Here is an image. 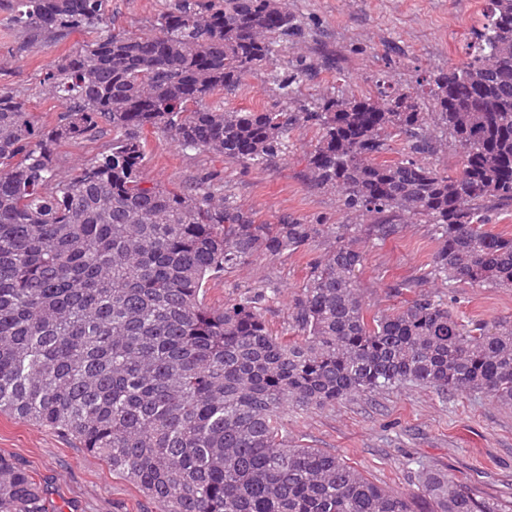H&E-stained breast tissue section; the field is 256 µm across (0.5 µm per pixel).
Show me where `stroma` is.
I'll list each match as a JSON object with an SVG mask.
<instances>
[{
    "instance_id": "35a3bbf8",
    "label": "stroma",
    "mask_w": 512,
    "mask_h": 512,
    "mask_svg": "<svg viewBox=\"0 0 512 512\" xmlns=\"http://www.w3.org/2000/svg\"><path fill=\"white\" fill-rule=\"evenodd\" d=\"M109 2V28L143 34L172 0ZM488 7L489 0H288L301 35L282 47L274 67L297 75L292 96L283 97L263 67L244 75L234 90L216 91L209 102L228 111L298 112L327 93L349 98L374 92L379 79L414 87L424 72L470 60L473 31ZM92 37L76 30L55 42L32 39L0 12V92L23 98L40 124H56L67 106L45 94L42 79L55 59ZM112 137L111 126L104 125L91 138L57 146L60 176L79 173L111 146ZM146 137L142 172L148 182L229 196L259 224L286 216L309 224L348 221L337 193L320 188L310 175L307 159L319 138L316 127L295 126L285 156L260 168L179 148L158 131ZM400 226L394 238L364 237L358 243L364 262L357 277L369 313L389 315L406 306L414 281L447 302L463 323L512 321V288L427 280L438 246L436 227L406 219ZM330 248L321 240L294 254L256 258L210 280L205 302L220 308L245 292H264L262 315L270 330L294 335V303L311 263ZM287 427L290 442L344 455L375 483L400 492L416 491L418 472L426 467L468 481L488 497L512 499V406L479 393L444 398L405 385L322 409L289 411ZM0 455L41 480L54 512H162L160 503L113 474L77 441L49 428L0 414Z\"/></svg>"
}]
</instances>
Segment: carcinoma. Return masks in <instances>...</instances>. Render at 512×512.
<instances>
[{
  "label": "carcinoma",
  "instance_id": "1",
  "mask_svg": "<svg viewBox=\"0 0 512 512\" xmlns=\"http://www.w3.org/2000/svg\"><path fill=\"white\" fill-rule=\"evenodd\" d=\"M107 3L0 8L14 28L61 40L107 25ZM490 4L467 64L306 112L206 103L300 35L286 0H177L148 34L99 35L45 73V93L68 104L53 126L1 92L0 412L79 441L164 512H417L419 497L433 512H512L440 470L419 472L418 495L395 492L342 455L289 443L285 425L290 410L406 383L512 405V321L468 328L426 292L369 317L356 276L358 239L384 241L406 217L439 229L432 278L512 288V235L484 229L488 204L512 202V0ZM269 78L285 96L297 80ZM300 122L319 131L314 182L373 223L257 224L227 196L142 175L148 129L260 166ZM102 123L111 148L58 177L56 147ZM394 138L407 152L389 161ZM445 138L459 157L452 175L423 161ZM329 238L295 306L301 336L273 335L261 291L221 309L203 302L219 274ZM0 512H49L35 475L1 456Z\"/></svg>",
  "mask_w": 512,
  "mask_h": 512
}]
</instances>
